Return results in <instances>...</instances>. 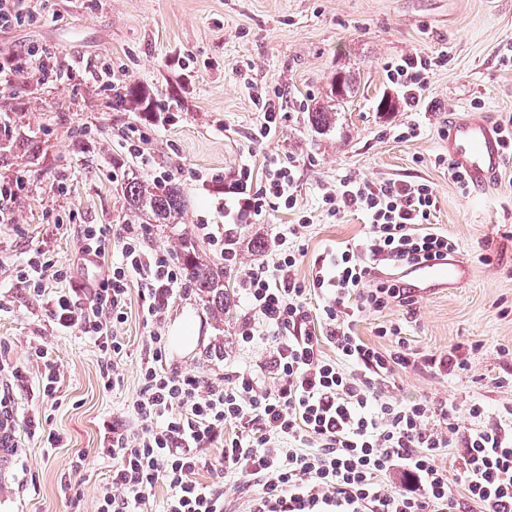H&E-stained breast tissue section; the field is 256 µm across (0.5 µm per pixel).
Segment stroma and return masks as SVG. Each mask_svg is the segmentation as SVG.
Listing matches in <instances>:
<instances>
[{"instance_id":"obj_1","label":"stroma","mask_w":512,"mask_h":512,"mask_svg":"<svg viewBox=\"0 0 512 512\" xmlns=\"http://www.w3.org/2000/svg\"><path fill=\"white\" fill-rule=\"evenodd\" d=\"M46 22L0 30V50L31 46L55 51L69 77L51 83L28 71L18 86L0 91V176L19 179L0 224V386L16 413L22 448L16 477L0 487V512H96L109 463L98 450L111 421L120 419L140 388V366L153 332L167 338V366L210 375L225 367L258 368L268 345H240L250 313L238 293L216 322L192 291L175 293L161 325L146 323L137 288H130L126 320L118 327L126 350L119 389L104 387L101 358L87 339L57 331L46 305L16 282L17 265L35 252L71 270L69 288H86L110 268L79 251L78 229L131 223L122 192L127 174L166 176L187 199L185 221L154 224L148 243L181 257L184 238L201 251L209 245L194 226L217 221L215 204L241 167L262 180L269 160L297 169V205L270 207L237 227L243 264L275 258L268 244L282 225H300L302 254L296 277L309 280L315 263L334 246L367 233L360 213L340 219L321 209L324 188L350 176L376 184L403 180L430 184L437 197L435 224L458 243L469 279L418 297L413 308L396 304L359 316L356 332L388 350L378 327L401 325L414 356L459 347L467 371L445 379L423 366L400 371L391 393L399 399L448 402L459 421L473 403L495 412L512 407V164L483 195L460 190L437 163L446 148L441 131L456 116L512 122V67L498 54L512 44V0H51ZM444 53L415 104L388 79L391 65L409 56ZM118 74L114 87L94 81L93 70ZM353 76L348 104L330 127L315 130L314 106L326 105L338 71ZM144 91L147 111L123 100L127 87ZM278 92L283 125L270 140L252 137L260 114L257 93ZM416 124L418 136L403 138ZM144 138L152 168H141L125 148L131 131ZM71 168L66 185L58 173ZM264 248H256V241ZM190 317V344L172 337ZM52 350L61 378L55 402L40 393L36 346ZM47 420L59 447L31 437L30 419ZM83 458L81 476L72 459ZM78 492L71 505L70 492Z\"/></svg>"}]
</instances>
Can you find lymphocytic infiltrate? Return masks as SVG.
<instances>
[{"mask_svg":"<svg viewBox=\"0 0 512 512\" xmlns=\"http://www.w3.org/2000/svg\"><path fill=\"white\" fill-rule=\"evenodd\" d=\"M432 66V58L409 57L388 76L417 98ZM31 68L47 81L62 78L48 49L31 47L23 55L1 50L0 87L15 85ZM296 180L292 165L270 163L259 183L250 168H241L215 205L222 223L200 221L196 233L220 252L225 268L235 269L241 265L236 226L261 218L275 202L295 208ZM321 203L333 218L361 213L366 238L332 250L304 283L295 274L297 229L286 225L271 244L275 261L246 268L235 283L252 315L239 341H266L267 363L213 376L173 371L166 367L165 336H151L139 393L124 420L108 427L101 453L112 465L97 512H148L149 494L160 483L168 490L163 512H224L225 483L240 481L261 487L249 512H512V408L493 417L484 405L472 404L470 423L462 426L446 404L394 398L386 384L411 364L400 326L378 329L379 336L395 339L388 353L355 331L356 314L415 302L400 281L374 279L378 263L400 270L456 251V242L432 222V187L346 176L323 190ZM147 234L143 224L116 233L80 225L84 256L120 253L84 300L63 288L49 292V284L68 273L43 253L16 268L17 283L46 298L61 332L93 343L108 389L122 382L125 345L115 328L125 321L130 281H138L142 312L155 323L184 288L172 253L147 247ZM312 296L322 300L318 326L307 304ZM327 342L335 357L324 354ZM216 446L220 458L208 457ZM450 448L461 451L451 462ZM204 469L217 471L219 481H199Z\"/></svg>","mask_w":512,"mask_h":512,"instance_id":"obj_1","label":"lymphocytic infiltrate"}]
</instances>
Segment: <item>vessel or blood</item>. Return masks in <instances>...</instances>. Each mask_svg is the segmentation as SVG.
<instances>
[{
	"label": "vessel or blood",
	"instance_id": "1",
	"mask_svg": "<svg viewBox=\"0 0 512 512\" xmlns=\"http://www.w3.org/2000/svg\"><path fill=\"white\" fill-rule=\"evenodd\" d=\"M442 139L449 160L466 174L473 190H486L497 181L504 165L505 142L495 125L479 118L458 119L449 124ZM468 275V264L454 257L428 261L405 270L413 292L420 296L429 285H457ZM18 456L13 416L0 414V481L14 476Z\"/></svg>",
	"mask_w": 512,
	"mask_h": 512
}]
</instances>
